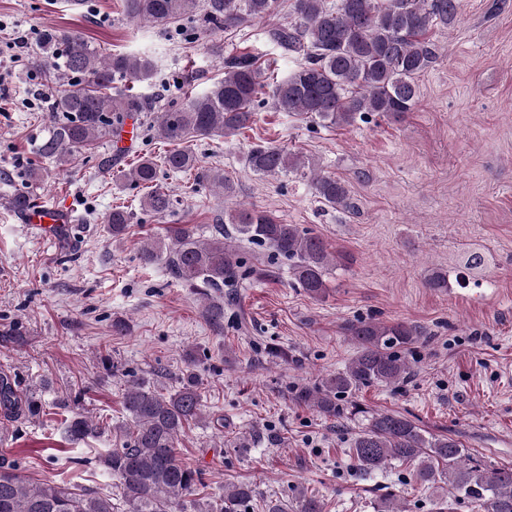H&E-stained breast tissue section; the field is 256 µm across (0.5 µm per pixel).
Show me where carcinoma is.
<instances>
[{
    "label": "carcinoma",
    "mask_w": 512,
    "mask_h": 512,
    "mask_svg": "<svg viewBox=\"0 0 512 512\" xmlns=\"http://www.w3.org/2000/svg\"><path fill=\"white\" fill-rule=\"evenodd\" d=\"M202 6L206 21L229 29L271 17L278 0H123L128 21L166 26ZM295 21L274 28L270 37L286 53L298 57L297 68L276 82L273 108L296 112L314 121L344 125L369 115L399 117L416 103L419 75L434 63L438 47L430 37L434 27L456 21L461 0H293ZM32 64L46 82L64 87L49 101V124L36 147L44 158L69 164L100 141L121 136L127 120L148 111V103L122 91L128 78L149 81L156 64L148 56L104 54L82 36L54 28L33 50ZM262 70L254 56L240 53L224 61V77L203 93L172 103L157 120L158 134L176 148L159 158L142 157L128 170L117 171L119 182L149 189L143 208L162 216L173 199L160 177L193 173L198 183L226 194L233 185L224 174L202 166L189 141L229 136L251 122ZM249 167L262 175L299 170L302 163L286 150L257 144L247 155ZM315 193L332 207L353 208L347 186L334 177L314 173ZM134 213L125 207L109 212L112 238L121 239ZM230 228L218 224L215 235L203 239L192 224H183L170 242L145 241L139 249L144 264L164 261L169 276L193 289L204 300L203 314L224 326V292H233L264 263L263 250L288 261L293 283L313 298L326 294L327 275L336 256L321 236L286 224L255 206L229 214ZM258 248L246 265L239 243ZM357 354L346 371L321 385L301 387L294 400L328 418L357 415L356 404L340 397L370 384L398 385L413 371L409 358L423 332L404 323L385 324L360 319L346 328ZM123 407L131 423L117 430L120 446L98 454L96 462L118 479L120 496L64 482H34L17 465L0 460V512H241L253 499L249 485L234 484L218 499L197 498L200 470L188 466L178 442L191 424L203 417L200 380L186 367L179 385L165 391L138 378L127 381ZM44 412L36 386L21 387L15 374L0 373V415L8 422ZM71 440L99 437L107 427L81 412L64 420ZM356 469L368 474L394 461L413 466L412 476L429 483L446 471L456 493L483 512H512V467H487L465 453L447 434L426 435L412 418L398 412H373L348 450Z\"/></svg>",
    "instance_id": "cac0c4a2"
}]
</instances>
